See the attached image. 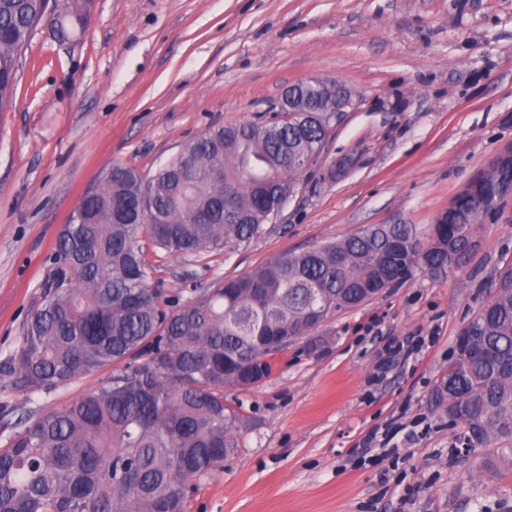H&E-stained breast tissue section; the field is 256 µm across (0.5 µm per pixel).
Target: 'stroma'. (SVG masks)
<instances>
[{"label": "stroma", "mask_w": 512, "mask_h": 512, "mask_svg": "<svg viewBox=\"0 0 512 512\" xmlns=\"http://www.w3.org/2000/svg\"><path fill=\"white\" fill-rule=\"evenodd\" d=\"M353 104L276 222L202 257L139 244L170 301L372 224L426 230L512 145V0H96L84 37L37 31L0 112V441L4 423L98 386L30 393L3 371L51 279L58 234L101 171L153 173L210 128L256 119L292 84ZM352 166L330 178L334 159ZM512 264V199L459 266L412 276L289 344L230 391L247 425L188 512H512V466L464 455L430 394L460 329Z\"/></svg>", "instance_id": "stroma-1"}]
</instances>
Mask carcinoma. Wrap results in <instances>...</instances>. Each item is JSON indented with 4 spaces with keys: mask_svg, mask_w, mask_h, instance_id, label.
<instances>
[{
    "mask_svg": "<svg viewBox=\"0 0 512 512\" xmlns=\"http://www.w3.org/2000/svg\"><path fill=\"white\" fill-rule=\"evenodd\" d=\"M50 0H0V111L12 108L18 54L47 26L82 36V0L53 18ZM335 93L292 86L304 119L270 112L213 127L151 175L114 164L83 195L57 242L52 283L11 358L31 393L110 367L75 400L19 422L0 446V512H186L199 482L238 448L242 417L224 397L272 374L280 342L308 337L329 314L355 307L417 268L439 270L470 251L479 202L504 201L512 149L477 174L427 230L376 224L351 237L285 252L237 278L210 283L172 308L151 286L142 232L174 256L250 242L274 203L293 196L306 161L332 129ZM210 213L207 222L199 214ZM466 346L430 404L478 446L512 440V267L468 322Z\"/></svg>",
    "mask_w": 512,
    "mask_h": 512,
    "instance_id": "1",
    "label": "carcinoma"
}]
</instances>
